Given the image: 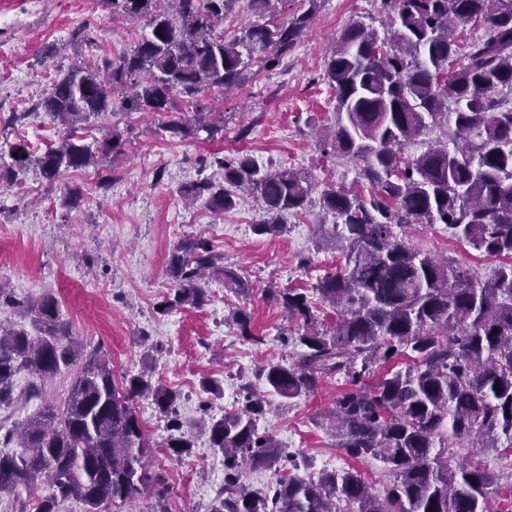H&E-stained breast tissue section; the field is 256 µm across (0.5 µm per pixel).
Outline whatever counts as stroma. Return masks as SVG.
I'll return each mask as SVG.
<instances>
[{"label": "stroma", "mask_w": 512, "mask_h": 512, "mask_svg": "<svg viewBox=\"0 0 512 512\" xmlns=\"http://www.w3.org/2000/svg\"><path fill=\"white\" fill-rule=\"evenodd\" d=\"M98 0H0V146L19 141L42 152L57 142L62 129L36 104L54 79L78 59L99 61L128 51L148 35L141 20L111 21ZM381 0H318L314 17L299 40L271 70H253L239 88L212 89L200 101L213 119L223 120L224 138L211 142L205 131L170 140L164 124L170 113H115L85 130L86 143L99 144L111 130L122 134V154L107 155L108 189L98 186L94 170L69 172L49 185L34 170L0 187V280L20 297L54 291L71 336L88 349L103 347L116 376L150 370L154 380L180 390V415L194 425L200 410V380H220L223 394L211 399V411L231 407L241 383L264 361L292 362L296 351L284 346L285 312L263 296L269 286L308 288L335 270L342 252L324 231L334 218L320 203V189L336 185L366 193L360 165L351 158L323 153L320 142L336 125L335 94L324 76L326 60L345 28L361 23L385 30ZM24 113L12 122L13 113ZM246 152L265 168L308 171L320 188L299 211L283 213V232L269 238L254 234L260 219L255 195H236V205L213 213L205 201L185 204L180 190L215 168L212 152ZM82 193L68 201L69 189ZM202 236L223 254L225 266L250 285L244 295L228 292L223 281H210L203 307L171 314L155 310L171 283L167 258L178 236ZM411 246L431 255L453 256L479 277L497 266L451 236L443 225L414 224L401 231ZM308 266H300L301 258ZM247 308L263 344L243 340L224 320L229 304ZM148 343L162 351L148 353ZM72 374L62 371L33 394L30 378H15V400L0 408V429L11 430L46 406H62ZM344 387L343 379L324 383L314 394L276 404L260 428L281 446L309 462V475L357 466L369 480L385 482V466L375 459L352 463L315 417L328 411ZM155 464L171 485L169 512H207L221 480L222 456L207 438H195L192 454L180 460L164 449L153 451Z\"/></svg>", "instance_id": "stroma-1"}]
</instances>
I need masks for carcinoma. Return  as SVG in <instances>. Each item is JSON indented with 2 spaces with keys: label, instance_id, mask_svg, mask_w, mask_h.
<instances>
[{
  "label": "carcinoma",
  "instance_id": "cac0c4a2",
  "mask_svg": "<svg viewBox=\"0 0 512 512\" xmlns=\"http://www.w3.org/2000/svg\"><path fill=\"white\" fill-rule=\"evenodd\" d=\"M110 16L146 20L151 33L129 52L103 64H80L59 77L37 104L63 126L60 142L32 157L23 143L0 156V186L34 165L50 184L71 170L97 163L123 145L114 131L94 147L76 131L119 107L125 112H168L176 96L191 110L169 121L172 137L192 127L224 138V122H212L197 101L209 89L244 83L255 64L272 68L294 46L315 14L316 0L286 21L269 17L224 40L219 30L236 0H102ZM393 32L353 24L344 30L326 62L336 94V129L324 148L361 164L369 196L325 186L323 205L336 218L331 232L342 243V261L311 288H266L267 301L283 308L297 328L290 365L269 362L256 369L254 384L239 388L232 411L202 419L210 447L224 463L222 485L209 512H494L490 496L512 501L506 484L484 466L489 451L512 453V107L497 99L512 86V0H382ZM483 22L484 39L464 43L455 28ZM453 119V150L432 148L412 160L399 150L429 124ZM218 178L181 189L222 214L235 206L231 188L262 201L253 225L260 236L276 235L280 216L304 208L313 176L290 168L264 169L249 155L231 160L212 154ZM442 224L472 249L504 259L489 281L477 279L454 257L438 258L398 238L394 227ZM209 242L182 238L170 251L172 288L156 304L166 315L208 300L215 277L237 293L249 284L224 268ZM319 303L336 310L327 326ZM0 307L31 319L38 334L0 326V407L14 401L16 375L25 371L36 389L72 370L67 400L0 436V492L32 489L43 476L51 492L20 512H56L57 501L74 499L85 512L112 504L154 499L153 512H168L171 492L165 472L152 462L159 446L173 458L194 448L175 406L179 392L142 371L115 381L107 354L84 350L71 338L55 293L19 299L0 283ZM228 321L253 344L251 314L232 310ZM411 360L393 371L400 357ZM345 389L326 419L336 447L354 460H381L389 473L377 493L356 469L324 471L316 480L298 474L304 458L280 447L258 422L272 397L315 393L336 377ZM152 400L166 421L156 445L134 404ZM464 441L465 458L448 460V438ZM247 469L273 472L263 490L243 480Z\"/></svg>",
  "mask_w": 512,
  "mask_h": 512
}]
</instances>
